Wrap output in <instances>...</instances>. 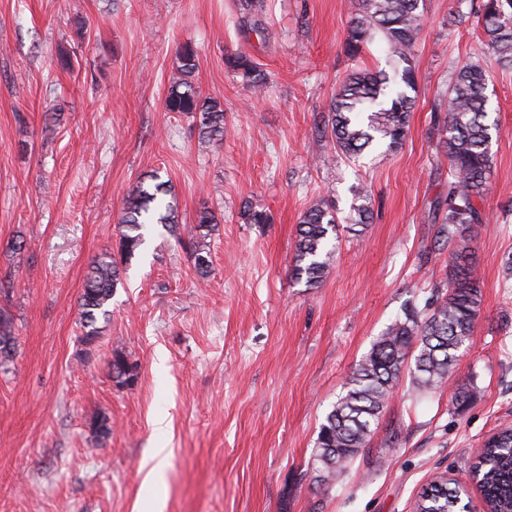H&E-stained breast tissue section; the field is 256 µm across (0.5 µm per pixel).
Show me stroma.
Returning a JSON list of instances; mask_svg holds the SVG:
<instances>
[{
  "label": "stroma",
  "instance_id": "obj_1",
  "mask_svg": "<svg viewBox=\"0 0 512 512\" xmlns=\"http://www.w3.org/2000/svg\"><path fill=\"white\" fill-rule=\"evenodd\" d=\"M240 2L0 0V313L18 338L0 365V512H413L443 472L482 512L470 467L512 425V68L482 44L481 0H423L408 134L355 163L320 132L349 73L390 70L383 44L347 57V0H261L249 15ZM257 20L269 37L252 32ZM186 42L197 87L224 104L222 143L200 145L192 118L164 109ZM237 52L266 74L262 95L226 69ZM475 59L491 74L499 131L472 245L473 337L432 397L416 399L402 379L349 470L318 485V432L356 364L406 303L446 286L453 248L433 203L449 164L436 109ZM152 172L173 186L179 231L146 227L100 336L83 345L89 264L116 248L124 199ZM362 185L369 221L338 225L320 287L297 283L303 211L325 197L349 214ZM247 204L271 223H245ZM205 207L218 227L203 278L190 232ZM116 356L134 384L110 376ZM462 384L479 396L459 410ZM99 412L112 422L101 444L90 429ZM157 448L169 455L150 480ZM379 456L388 467L372 466Z\"/></svg>",
  "mask_w": 512,
  "mask_h": 512
}]
</instances>
